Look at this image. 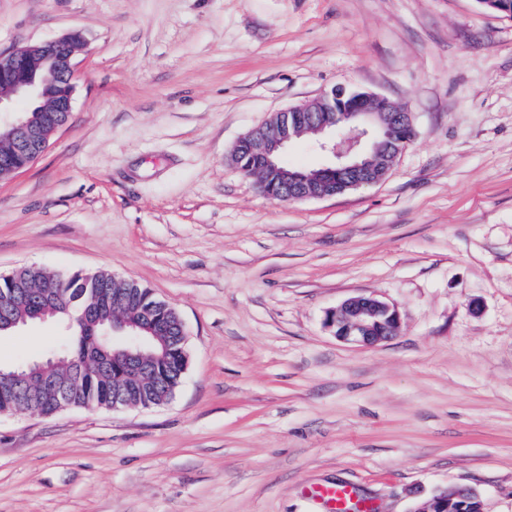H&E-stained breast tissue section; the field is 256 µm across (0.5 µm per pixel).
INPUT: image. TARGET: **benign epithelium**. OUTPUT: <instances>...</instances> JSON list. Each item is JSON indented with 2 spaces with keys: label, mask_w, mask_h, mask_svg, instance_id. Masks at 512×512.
<instances>
[{
  "label": "benign epithelium",
  "mask_w": 512,
  "mask_h": 512,
  "mask_svg": "<svg viewBox=\"0 0 512 512\" xmlns=\"http://www.w3.org/2000/svg\"><path fill=\"white\" fill-rule=\"evenodd\" d=\"M82 46L81 35L72 32L56 40L26 43L0 53V113L11 111L12 97L44 98V82L59 80L61 98L52 111L72 112L74 93L73 56ZM306 119L321 135L320 150L327 161L309 175H283L282 151L296 139L292 119ZM9 130L14 153L0 154V168L20 171L16 156L37 159L49 144L41 127L22 114L0 123V131ZM414 135L413 118L406 109L373 94L334 88L312 103L291 106L269 121L251 129L235 145L234 153L246 155L258 169L276 176L263 181L259 190L274 201L295 202L340 195L385 179L396 157ZM325 326L336 338L359 346H371L390 339L399 325L397 309L372 296H357L326 312ZM94 333L112 336V343L131 347L142 340L137 326L98 321ZM62 360L55 354L7 370L0 368V391L15 394L18 384L54 387L48 368ZM478 500L468 488L436 494L419 502L412 512H448L454 505L462 510Z\"/></svg>",
  "instance_id": "7a95c632"
}]
</instances>
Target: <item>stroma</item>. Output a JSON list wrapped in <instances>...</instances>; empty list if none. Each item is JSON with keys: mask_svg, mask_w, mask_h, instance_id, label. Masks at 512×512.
<instances>
[{"mask_svg": "<svg viewBox=\"0 0 512 512\" xmlns=\"http://www.w3.org/2000/svg\"><path fill=\"white\" fill-rule=\"evenodd\" d=\"M79 32L68 122L0 178V273L110 272L177 309L161 405L0 416V512H512V17L477 0H0V52ZM336 86L403 104L380 184L264 197L237 140ZM400 328L324 326L354 296ZM54 320L0 336L47 355ZM325 326L336 338L359 346L390 339L399 325L397 309L372 296H357L326 312ZM308 492L323 503L326 512H352L362 510L372 512V506L360 498L350 484L312 486ZM477 501L480 506L481 503L477 495L468 488H457L451 491L436 494L431 498L420 501L411 512H448V506L455 505L459 511L453 512H466L463 511L467 503Z\"/></svg>", "mask_w": 512, "mask_h": 512, "instance_id": "obj_1", "label": "stroma"}]
</instances>
